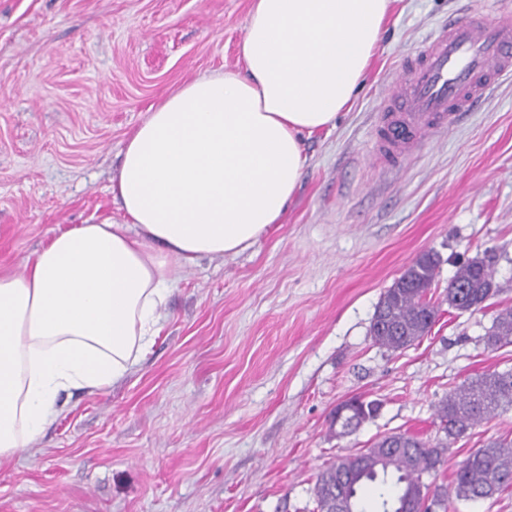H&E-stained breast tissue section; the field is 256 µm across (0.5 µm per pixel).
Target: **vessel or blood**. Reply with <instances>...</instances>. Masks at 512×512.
Listing matches in <instances>:
<instances>
[{"label":"vessel or blood","instance_id":"1","mask_svg":"<svg viewBox=\"0 0 512 512\" xmlns=\"http://www.w3.org/2000/svg\"><path fill=\"white\" fill-rule=\"evenodd\" d=\"M512 75V21L476 13L443 25L403 61L385 93L375 144L402 163L426 134L448 129L503 77Z\"/></svg>","mask_w":512,"mask_h":512}]
</instances>
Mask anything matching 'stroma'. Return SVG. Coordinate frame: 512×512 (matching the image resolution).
I'll list each match as a JSON object with an SVG mask.
<instances>
[{"mask_svg": "<svg viewBox=\"0 0 512 512\" xmlns=\"http://www.w3.org/2000/svg\"><path fill=\"white\" fill-rule=\"evenodd\" d=\"M501 0H393L349 109L303 139L304 174L279 224L247 251L176 267L159 336L124 379L62 395L28 451L0 466V512H314L337 455L406 432L436 440L448 393L512 368L482 337L512 306V76L401 167L374 151L382 96L435 28ZM252 0H0V272L22 273L54 232L123 223L112 193L126 138L184 82L243 68ZM437 251L442 297L460 262L495 251L502 288L474 313L441 306L415 345H375L379 297ZM377 418L336 438L354 396ZM512 409L451 442L436 480Z\"/></svg>", "mask_w": 512, "mask_h": 512, "instance_id": "stroma-1", "label": "stroma"}]
</instances>
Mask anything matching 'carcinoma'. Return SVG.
I'll list each match as a JSON object with an SVG mask.
<instances>
[{
	"instance_id": "cac0c4a2",
	"label": "carcinoma",
	"mask_w": 512,
	"mask_h": 512,
	"mask_svg": "<svg viewBox=\"0 0 512 512\" xmlns=\"http://www.w3.org/2000/svg\"><path fill=\"white\" fill-rule=\"evenodd\" d=\"M496 255L487 251L462 263L448 282V307L478 312L502 292L494 277ZM440 257L428 251L417 257L381 295L371 319L373 342L388 350L406 349L427 335L436 322L438 305L427 299L437 275ZM484 342L495 350L512 345V307L500 309L485 331ZM347 434L378 417L382 403L355 396L341 402ZM512 407V369L485 373L464 383L436 407L443 437L432 443L407 433L379 438L367 453L348 452L336 457L318 475L313 487L316 512H324L330 497H343L350 512H368L360 495L373 483L382 512H448V501L478 502L512 488V440L494 439L462 460L448 485L433 480L446 461L448 442L465 436L474 426ZM432 481L426 483L423 477Z\"/></svg>"
}]
</instances>
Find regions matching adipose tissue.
I'll return each instance as SVG.
<instances>
[{
  "mask_svg": "<svg viewBox=\"0 0 512 512\" xmlns=\"http://www.w3.org/2000/svg\"><path fill=\"white\" fill-rule=\"evenodd\" d=\"M392 0H253L244 68L185 82L125 140L123 223L55 233L0 274V461L39 437L70 390L101 391L153 344L175 264L237 254L279 223L302 137L334 127Z\"/></svg>",
  "mask_w": 512,
  "mask_h": 512,
  "instance_id": "ef3b65f1",
  "label": "adipose tissue"
}]
</instances>
